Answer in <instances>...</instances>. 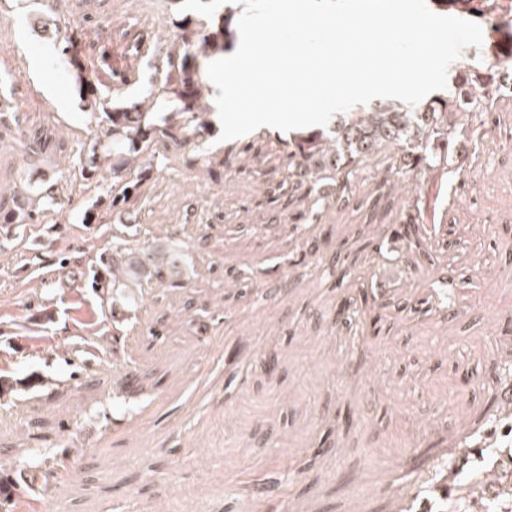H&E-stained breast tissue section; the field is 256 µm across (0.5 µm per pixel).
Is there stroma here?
I'll return each instance as SVG.
<instances>
[{
	"label": "stroma",
	"mask_w": 512,
	"mask_h": 512,
	"mask_svg": "<svg viewBox=\"0 0 512 512\" xmlns=\"http://www.w3.org/2000/svg\"><path fill=\"white\" fill-rule=\"evenodd\" d=\"M183 18L177 0H0L13 112L0 201L23 180L58 188L30 223L0 227V450L16 465H74L43 496L18 491L12 512H249L253 486L282 469L264 512H389L409 456L431 466L412 512H512V439L487 417L492 371L512 360V149L461 138L473 171L449 178L444 233L411 258L368 208L304 216L277 159L289 135L274 128L236 138L239 162L217 176L185 160L223 151L219 126L195 145L159 144L139 196L113 210L109 177L79 167L97 125L77 70H113L116 100H142L164 84ZM72 29L74 66L62 52ZM41 133L50 147L31 168L23 141ZM116 242L176 247L181 287L101 297L90 270ZM445 265L470 285L442 301L430 285ZM368 290L386 305L378 334L331 329L328 316ZM407 298L416 310L399 309ZM472 434L478 454L437 463Z\"/></svg>",
	"instance_id": "35a3bbf8"
}]
</instances>
